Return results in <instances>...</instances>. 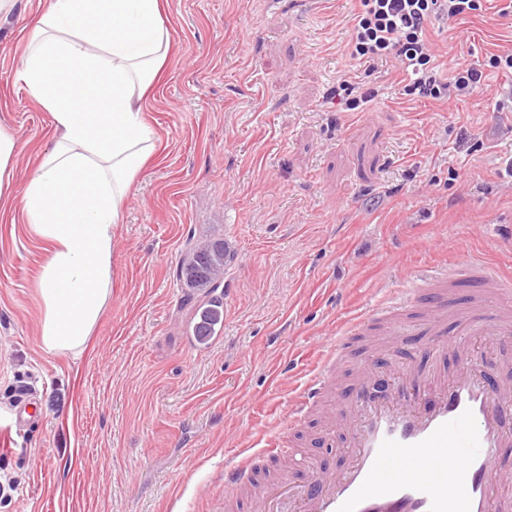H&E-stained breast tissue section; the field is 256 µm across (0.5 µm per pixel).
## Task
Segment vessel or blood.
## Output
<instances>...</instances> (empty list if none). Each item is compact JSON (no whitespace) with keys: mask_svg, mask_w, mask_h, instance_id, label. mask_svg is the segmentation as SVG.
<instances>
[{"mask_svg":"<svg viewBox=\"0 0 512 512\" xmlns=\"http://www.w3.org/2000/svg\"><path fill=\"white\" fill-rule=\"evenodd\" d=\"M464 289L470 292L469 316L512 334V280L459 249L448 266L421 275L401 297L347 323L262 450L286 460L289 438L309 415L326 408L335 377L354 359L361 375L344 401L342 468H317L297 485L285 479L263 483L259 461L237 457L224 465L225 502L258 484L262 491L252 512H284L292 494L299 512H512V503L497 492L505 479L503 451L512 447L503 408L512 391L471 359L414 392L390 390L381 386L385 373L368 351L373 337L398 340L420 321L430 337L427 353L450 351L448 316Z\"/></svg>","mask_w":512,"mask_h":512,"instance_id":"1","label":"vessel or blood"}]
</instances>
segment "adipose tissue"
I'll use <instances>...</instances> for the list:
<instances>
[{
	"mask_svg": "<svg viewBox=\"0 0 512 512\" xmlns=\"http://www.w3.org/2000/svg\"><path fill=\"white\" fill-rule=\"evenodd\" d=\"M164 9V0H48L27 35L20 76L54 140L17 202L18 143L0 129V209L19 207L48 247L40 336L53 353L82 351L111 293L114 229L157 149L145 113L172 45Z\"/></svg>",
	"mask_w": 512,
	"mask_h": 512,
	"instance_id": "adipose-tissue-1",
	"label": "adipose tissue"
}]
</instances>
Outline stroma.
<instances>
[{"mask_svg":"<svg viewBox=\"0 0 512 512\" xmlns=\"http://www.w3.org/2000/svg\"><path fill=\"white\" fill-rule=\"evenodd\" d=\"M45 0L0 19V126L17 138L22 198L50 118L18 77ZM507 0L426 36L457 67L512 49ZM355 0H168L172 52L146 112L159 148L115 229L111 295L84 351L41 346L46 245L0 220V417L29 390L38 424L0 447V512H224V463L262 448L358 310L402 295L458 247L512 272V112L488 73L447 101L403 95L395 67L347 52ZM356 73L374 97L331 96ZM223 236L241 263L224 326L188 329L198 300L179 278L188 243ZM478 356L512 387V336L470 326Z\"/></svg>","mask_w":512,"mask_h":512,"instance_id":"35a3bbf8","label":"stroma"}]
</instances>
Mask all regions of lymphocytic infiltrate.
Wrapping results in <instances>:
<instances>
[{
  "label": "lymphocytic infiltrate",
  "mask_w": 512,
  "mask_h": 512,
  "mask_svg": "<svg viewBox=\"0 0 512 512\" xmlns=\"http://www.w3.org/2000/svg\"><path fill=\"white\" fill-rule=\"evenodd\" d=\"M480 8V0H358L349 54L369 65L394 60L403 74L407 95L431 100L442 99L451 91L469 95L481 86L485 69L460 67L452 82L442 81L425 25L437 15L455 19Z\"/></svg>",
  "instance_id": "1"
}]
</instances>
